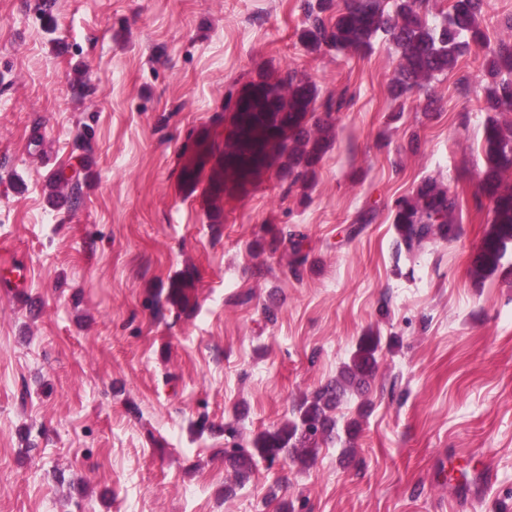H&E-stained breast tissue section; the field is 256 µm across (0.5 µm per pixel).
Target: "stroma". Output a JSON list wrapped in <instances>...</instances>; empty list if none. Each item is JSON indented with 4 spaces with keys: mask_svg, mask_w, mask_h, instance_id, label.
Instances as JSON below:
<instances>
[{
    "mask_svg": "<svg viewBox=\"0 0 512 512\" xmlns=\"http://www.w3.org/2000/svg\"><path fill=\"white\" fill-rule=\"evenodd\" d=\"M303 19V0H0V512H457L444 461L492 464L479 512H512V254L469 272L491 219L486 59L433 83L436 111L401 109L386 37L311 54ZM285 68L350 101L310 201L269 177L211 223L183 155L222 132L229 88ZM74 160L80 193L54 211L47 173ZM428 177L460 234L397 253L390 208ZM272 225L306 234L301 277L256 249ZM188 267L192 314L155 317ZM23 269L32 305L13 295ZM368 334L377 375L336 411L363 420L351 462L336 440L225 495L224 423L276 427ZM203 414L215 432L197 433Z\"/></svg>",
    "mask_w": 512,
    "mask_h": 512,
    "instance_id": "35a3bbf8",
    "label": "stroma"
}]
</instances>
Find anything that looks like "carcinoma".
Masks as SVG:
<instances>
[{
  "mask_svg": "<svg viewBox=\"0 0 512 512\" xmlns=\"http://www.w3.org/2000/svg\"><path fill=\"white\" fill-rule=\"evenodd\" d=\"M427 0H307L306 25L299 40L311 53L324 49L365 57L383 32L395 46L398 57L389 93L402 104L417 102L431 83L454 69L459 58L477 50L486 56L483 80V110L490 113L483 129L482 150L486 163L480 195L489 203L491 219L480 247L471 260V273L479 281L493 275L512 250V36L493 45L481 28L484 0H448L444 21L429 22ZM255 94L239 112L238 119L274 133L277 145L271 167L288 195L301 190L300 202L309 200L321 162L332 146L339 113L346 107L343 94L323 99L308 77L294 70L261 72L246 81ZM205 169L184 163L181 183L195 186ZM458 202L448 187L433 178L422 180L413 191L396 199L391 209L397 249L413 254L435 239L459 235ZM268 251L289 255L287 268L298 276L306 263L298 234L270 232ZM186 312L190 289L183 279L171 282L165 301H153ZM380 339L363 336L336 378L320 386L294 409L293 418L258 433L250 442L229 443L224 448V466L238 484L249 481L259 462L268 467L288 463L306 468L320 446L336 437L335 411L349 392L362 395L375 376Z\"/></svg>",
  "mask_w": 512,
  "mask_h": 512,
  "instance_id": "carcinoma-1",
  "label": "carcinoma"
}]
</instances>
